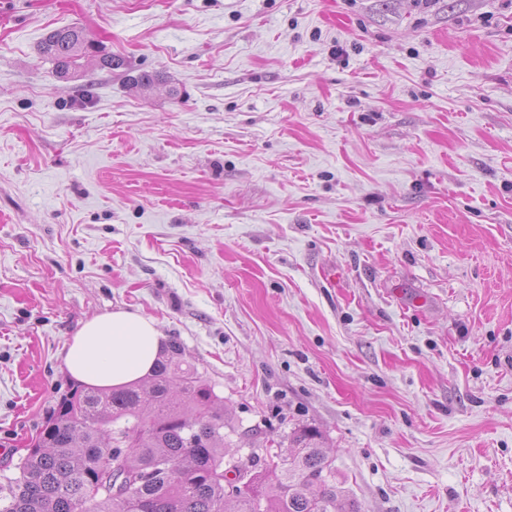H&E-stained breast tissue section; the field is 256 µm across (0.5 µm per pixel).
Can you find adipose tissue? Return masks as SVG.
Instances as JSON below:
<instances>
[{
	"label": "adipose tissue",
	"instance_id": "obj_1",
	"mask_svg": "<svg viewBox=\"0 0 512 512\" xmlns=\"http://www.w3.org/2000/svg\"><path fill=\"white\" fill-rule=\"evenodd\" d=\"M164 336L153 319L116 310L87 320L73 336L64 358L69 374L97 387H120L147 376Z\"/></svg>",
	"mask_w": 512,
	"mask_h": 512
}]
</instances>
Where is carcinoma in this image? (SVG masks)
<instances>
[{"label": "carcinoma", "mask_w": 512, "mask_h": 512, "mask_svg": "<svg viewBox=\"0 0 512 512\" xmlns=\"http://www.w3.org/2000/svg\"><path fill=\"white\" fill-rule=\"evenodd\" d=\"M39 51L62 79L87 56L108 72L124 66L73 27L50 32ZM183 355L173 342L137 383L72 387L19 476L0 487V512H361L336 486L311 425L285 436L294 448L287 456L267 448L251 452L247 467L234 460L224 404Z\"/></svg>", "instance_id": "1"}]
</instances>
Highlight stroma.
<instances>
[{"instance_id": "35a3bbf8", "label": "stroma", "mask_w": 512, "mask_h": 512, "mask_svg": "<svg viewBox=\"0 0 512 512\" xmlns=\"http://www.w3.org/2000/svg\"><path fill=\"white\" fill-rule=\"evenodd\" d=\"M13 9L0 482L72 336L124 309L182 345L231 446L307 423L362 512H512V0ZM64 26L126 71L57 78Z\"/></svg>"}]
</instances>
